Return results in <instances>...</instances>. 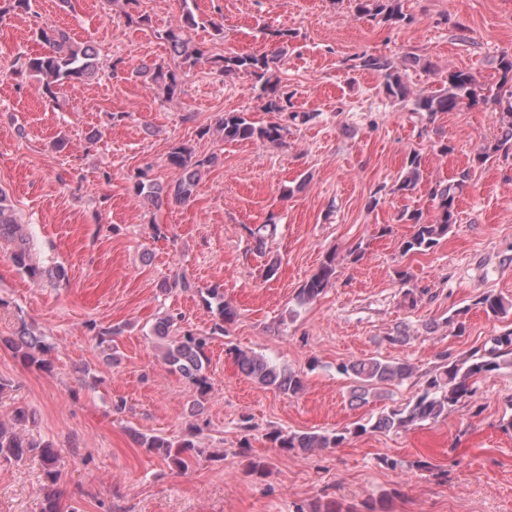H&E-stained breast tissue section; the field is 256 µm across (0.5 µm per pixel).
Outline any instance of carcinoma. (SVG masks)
Instances as JSON below:
<instances>
[{"instance_id":"obj_1","label":"carcinoma","mask_w":512,"mask_h":512,"mask_svg":"<svg viewBox=\"0 0 512 512\" xmlns=\"http://www.w3.org/2000/svg\"><path fill=\"white\" fill-rule=\"evenodd\" d=\"M355 12L386 26H399L409 22L404 12L402 0H353ZM211 26L215 35L223 33V28L187 7L179 20L157 31L158 38L164 40L171 53L181 59V67L194 68L200 64H211L220 74L229 77L239 73L250 75L259 89V98L264 100L263 108L268 112H280L291 122L306 124L316 118L311 112L293 110L292 95L282 89L277 75L278 57L288 51V45L296 38L291 29H278L270 33L278 45V50L267 53H230L210 57L198 45L190 41V32ZM34 33L46 50L34 56L18 57L16 71L28 72L41 80L44 98L54 101L66 85H73L96 78L104 68L96 48L87 42L75 41L70 33L58 26L35 24ZM352 67L372 71L382 79V87L387 97L407 99L411 89L406 81L408 68L423 66L431 71V66L421 63L420 56L407 54L403 63L394 64L389 58L367 54L353 58ZM159 94L166 101H172L182 91V75L164 63L153 62L141 66ZM498 80L490 88L480 84L470 71L457 70L448 73L443 86L419 93L415 96L413 111L427 114L434 121L443 112H463L481 105L497 115L499 133L484 140L472 158L477 167L485 165L495 157L512 155V53L502 52L497 58ZM286 127L279 123L258 125L246 112H226L217 123L216 132L226 143L260 140L276 145L280 143ZM168 164L178 171L177 178L163 187L150 178L151 168H142L132 177L134 193L143 197L147 206L153 209L162 207L165 200L172 197L178 202H187L194 195L205 170L218 161L213 155L200 158L194 149L185 143L171 147L167 156ZM424 160L420 153H410L404 162L403 170L393 188L403 194L416 188L423 174ZM470 180V170L464 169L448 183L436 181L429 186L428 196L435 209L434 218L429 219L420 209L405 210L399 221L412 225L411 234L401 243V251L409 253L426 252L448 235L451 226L457 223L458 199ZM276 230V224L267 222L247 228L253 240V249L259 256L265 255V244ZM0 240L12 243L10 258L14 266L32 280L47 275V270L33 262L31 236L24 225L17 222L7 195L0 190ZM336 253L328 254L318 271L307 279L298 292V302L303 305L318 298L333 283L336 277ZM398 280L407 286L404 300L414 309L421 301L425 290L408 287L412 276L407 270L397 271ZM208 309L215 310V321L207 330L194 331L183 327L184 316L180 312L167 311L156 322L153 334L160 340L162 360L169 372L178 375L194 397V406L200 407L202 400L213 389L209 373L208 351L215 337L223 336L227 326L237 318V310L224 301V290L219 285L205 289L201 295ZM476 305L489 317L506 313L503 299L492 292L482 294ZM125 325L115 324L98 330L95 337L98 346L108 360H116L115 338L124 331ZM13 356L27 367L49 372L53 368L54 346L46 336L24 327L19 335L4 341ZM235 365L246 377L288 396H296L305 389L304 377L281 367L265 356L237 348L228 349ZM441 363L422 383L419 390L406 403L383 409L374 422L357 423L353 428L356 434L367 431H398L420 426L426 422H436L448 412L465 405L473 393V384L502 365H512V331H506L490 338V346L477 349L467 356L448 360V354L440 355ZM338 372L352 380L351 398L366 404L380 398L385 386L401 384L413 374V366L404 359L387 360L369 357L342 363ZM33 420V415L25 405H14L10 415L0 420V465L19 463L31 453L41 457L48 487L44 493L43 512H59L60 496L57 485L61 477L60 460L53 445L42 438L23 430V425ZM267 440L275 448L286 452L299 449L311 452L316 449L337 448L346 440L345 433L300 432L283 433L274 430L266 434ZM141 447L162 454L179 468H185L192 461L212 454L191 438L172 441L163 435H140Z\"/></svg>"}]
</instances>
